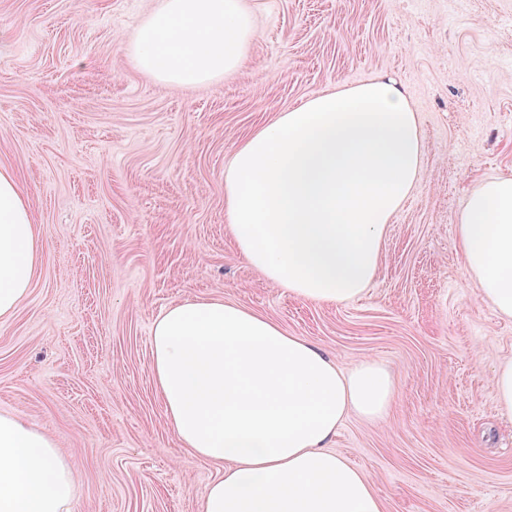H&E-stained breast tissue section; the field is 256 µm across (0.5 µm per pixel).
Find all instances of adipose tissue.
I'll return each mask as SVG.
<instances>
[{"label": "adipose tissue", "mask_w": 512, "mask_h": 512, "mask_svg": "<svg viewBox=\"0 0 512 512\" xmlns=\"http://www.w3.org/2000/svg\"><path fill=\"white\" fill-rule=\"evenodd\" d=\"M251 38L245 0H161L132 56L157 81L196 85L238 68ZM423 161L416 115L393 79L316 94L236 148L225 228L239 254L292 295L354 299L372 282L386 226ZM456 232L483 299L512 318V177L471 192ZM39 258L27 200L0 167V319L27 295ZM151 344L175 433L225 466L203 512H383L370 480L328 447L349 413L374 420L391 409L395 382L382 364L339 369L312 341L221 299L172 305ZM77 495L56 442L0 413V512H70Z\"/></svg>", "instance_id": "adipose-tissue-1"}]
</instances>
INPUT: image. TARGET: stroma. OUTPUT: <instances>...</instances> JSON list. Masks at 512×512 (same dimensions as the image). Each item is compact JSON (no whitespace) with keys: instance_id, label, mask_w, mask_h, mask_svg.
Returning <instances> with one entry per match:
<instances>
[{"instance_id":"obj_1","label":"stroma","mask_w":512,"mask_h":512,"mask_svg":"<svg viewBox=\"0 0 512 512\" xmlns=\"http://www.w3.org/2000/svg\"><path fill=\"white\" fill-rule=\"evenodd\" d=\"M241 66L193 86L131 47L158 0H0V166L18 178L40 260L0 319V413L55 440L71 512H202L216 464L183 448L151 370V328L221 299L308 338L336 365L394 377L383 418L330 447L385 512H512V419L491 376L512 319L482 301L456 228L483 180L512 176V0H248ZM393 77L424 165L359 297L320 304L248 265L225 232L236 148L313 94Z\"/></svg>"}]
</instances>
